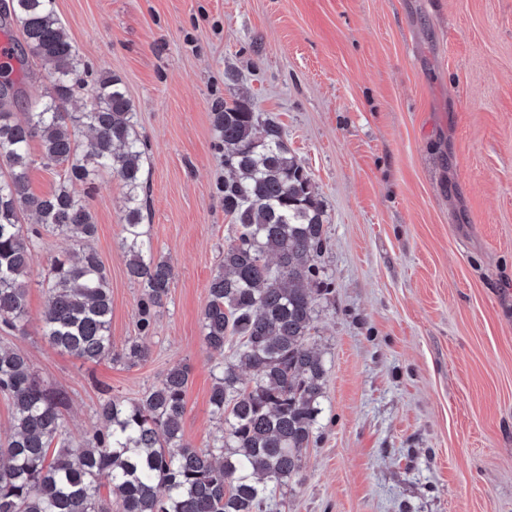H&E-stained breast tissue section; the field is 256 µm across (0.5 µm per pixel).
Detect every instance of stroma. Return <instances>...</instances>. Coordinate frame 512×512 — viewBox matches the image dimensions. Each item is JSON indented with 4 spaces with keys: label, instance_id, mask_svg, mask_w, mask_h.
<instances>
[{
    "label": "stroma",
    "instance_id": "obj_1",
    "mask_svg": "<svg viewBox=\"0 0 512 512\" xmlns=\"http://www.w3.org/2000/svg\"><path fill=\"white\" fill-rule=\"evenodd\" d=\"M88 81L122 78L147 143L144 224L172 267L140 336V288L121 247L125 189L89 195L112 295V344L136 362L54 349L40 318L48 236L29 274V321L0 347L64 392L73 445L100 401H133L188 365L184 439L222 433L202 339L208 285L235 227L224 212L216 104L275 116L327 214L312 344L325 416L281 512H512V0H55Z\"/></svg>",
    "mask_w": 512,
    "mask_h": 512
}]
</instances>
